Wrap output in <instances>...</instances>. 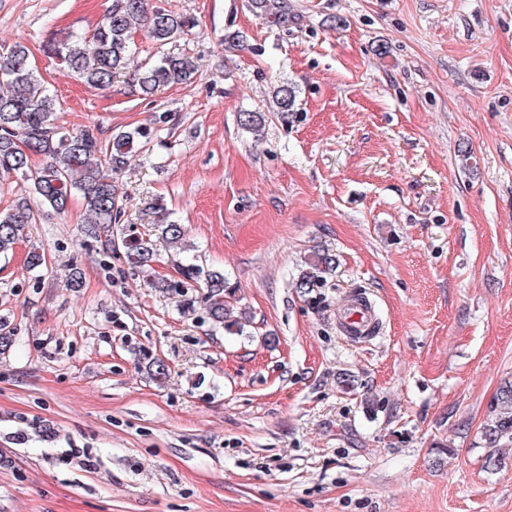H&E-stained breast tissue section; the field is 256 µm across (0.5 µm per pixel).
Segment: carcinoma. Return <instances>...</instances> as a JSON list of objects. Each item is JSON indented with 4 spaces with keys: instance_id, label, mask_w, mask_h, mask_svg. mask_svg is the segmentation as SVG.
<instances>
[{
    "instance_id": "obj_1",
    "label": "carcinoma",
    "mask_w": 512,
    "mask_h": 512,
    "mask_svg": "<svg viewBox=\"0 0 512 512\" xmlns=\"http://www.w3.org/2000/svg\"><path fill=\"white\" fill-rule=\"evenodd\" d=\"M252 10L261 18L278 23L286 16L281 0H251ZM190 18L165 9L148 10L146 0H111L103 19L88 31L63 32L50 50L84 84L99 90L112 86L117 74L127 69L131 60L133 33L146 29L147 37L164 43L185 34L192 27ZM192 57L173 55L159 63L137 68L132 82L145 96L159 87L183 83L195 73ZM0 171L27 176L31 158L40 155L42 166L33 178L34 194L42 203L60 213L66 211L71 197L82 194L88 212L87 233L112 247V225L119 222L121 204L113 175L120 172L140 148L146 131L135 129L117 134L104 145L89 129L75 134L54 125L58 102L31 68L28 50L14 45L0 53ZM273 111L284 115L293 111L294 90L281 85L273 95ZM264 112H243L239 123L243 130L261 135L266 126ZM154 231L169 244L183 241L184 227L168 220L162 207L156 211ZM34 212L21 199L12 208L0 212V254L13 250L21 231L32 223ZM126 262L132 269L143 270L152 261L153 247L148 238L133 236L123 242ZM333 256L319 250L305 259L295 287L310 293L321 287L334 268ZM156 287L184 297V304L194 306L193 292L207 290L208 319L224 331L235 334L244 324L234 315V308L224 301L232 294V285L220 270H203L188 264L177 280H163ZM488 443L496 448L512 446V385H505L497 396L490 418L483 427Z\"/></svg>"
}]
</instances>
